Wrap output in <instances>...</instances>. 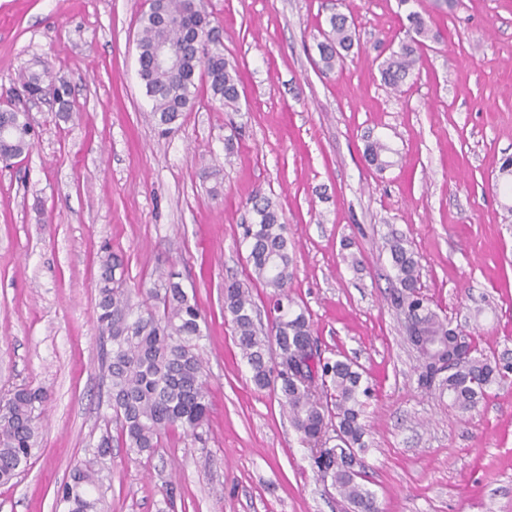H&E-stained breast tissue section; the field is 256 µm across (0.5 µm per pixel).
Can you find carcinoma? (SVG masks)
<instances>
[{
    "label": "carcinoma",
    "instance_id": "cac0c4a2",
    "mask_svg": "<svg viewBox=\"0 0 512 512\" xmlns=\"http://www.w3.org/2000/svg\"><path fill=\"white\" fill-rule=\"evenodd\" d=\"M416 37L403 42L380 65L384 85L399 90L419 73L424 42L439 38L421 14H407ZM320 42V57L331 68L354 46L355 32L348 17L336 13ZM214 31L202 0H157L156 14L146 11L140 19L138 74L151 101V114L162 133L173 129L195 100L196 79L203 76L212 99L226 112L240 109L241 94L235 65L224 56V46L214 39L200 48L199 34ZM161 44L178 57L175 70L154 64ZM0 159L9 160L28 151L34 128L24 112H0ZM393 150L378 139L367 141L365 158L377 170L394 165ZM254 214L243 224L242 242L255 280L271 289L270 328L257 320L250 284L232 281L224 285V311L231 318L235 341L259 390L280 395V403L303 442L319 448L336 420V450L321 455L315 465L319 477L348 502L353 512H379L374 494L365 488L363 455L367 450L361 422L369 385L349 359L324 358L314 349V328L305 307L288 294L294 259L288 248L286 225L272 201L262 192L249 200ZM395 284V306L408 315V333L422 359L427 380L446 371L441 388L453 405L469 410L487 390L508 377L509 366L488 358L433 310L420 292L421 265L407 241L387 239ZM117 260L105 250L99 259L97 324L109 342L105 354L109 379L111 418L119 424L117 439L127 454L140 456L158 447L170 430L180 427L195 432L208 420L211 405L198 353L203 340L204 318L194 298L188 296L174 267L162 270L153 287L140 291L145 299L135 303L132 292L115 278ZM276 349L281 369L273 371L267 355ZM41 388L22 389L6 399L0 414V483L6 484L31 464L39 450L38 410L46 402ZM107 433L95 448L94 458L74 466L69 480L56 491V505L64 512H101L100 469L97 459L110 452Z\"/></svg>",
    "mask_w": 512,
    "mask_h": 512
}]
</instances>
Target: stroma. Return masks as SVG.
Masks as SVG:
<instances>
[{
	"label": "stroma",
	"instance_id": "stroma-1",
	"mask_svg": "<svg viewBox=\"0 0 512 512\" xmlns=\"http://www.w3.org/2000/svg\"><path fill=\"white\" fill-rule=\"evenodd\" d=\"M438 31L401 91L379 65L409 23L397 0H206L237 65L241 109L206 83L159 134L138 75L144 0H0V104L17 103L33 147L0 165V396L47 390L41 449L0 512H60L57 488L105 432L108 347L96 322L98 257L120 256L128 288L175 267L205 318L211 402L196 433L152 455L100 462L105 512H351L321 481L277 395L256 389L224 314L246 279L241 227L254 191L287 225L323 356L356 362L374 397L362 421L367 487L381 512H512V378L463 411L425 384L393 289L385 238H405L440 316L512 362V215L497 175L512 155V0H415ZM358 43L325 69L329 17ZM66 84L17 98L19 74ZM395 152L377 171L368 139Z\"/></svg>",
	"mask_w": 512,
	"mask_h": 512
}]
</instances>
